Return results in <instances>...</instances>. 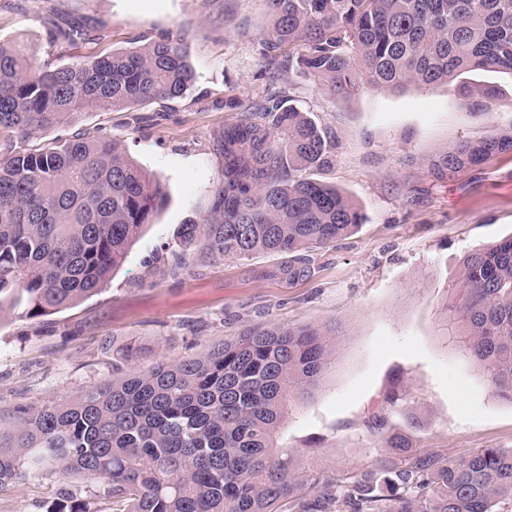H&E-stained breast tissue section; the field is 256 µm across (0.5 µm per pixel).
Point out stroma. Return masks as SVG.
<instances>
[{
	"label": "stroma",
	"mask_w": 512,
	"mask_h": 512,
	"mask_svg": "<svg viewBox=\"0 0 512 512\" xmlns=\"http://www.w3.org/2000/svg\"><path fill=\"white\" fill-rule=\"evenodd\" d=\"M67 22L84 38L53 42ZM269 28L263 0H0V40L26 45L39 62L173 38L196 73L182 98L135 113L92 107L30 140L46 146L77 129L116 139L159 179L166 201L99 294L50 316L0 317V423L110 378L130 344L141 350L133 369L144 371L195 357L249 324L337 319L347 334L335 372L280 431L301 470L364 468L390 435L418 453L512 449V401L492 394L437 328L465 255L512 235V152L454 173L441 165L450 146L512 125V74L471 72L470 85L491 88L487 97L455 82L341 97L296 71L273 87L262 45ZM274 88L334 141L320 179L365 216L357 232L310 252V275L292 283L278 274L287 256L214 257L181 238L182 225L212 206L224 169L218 133ZM97 488L82 477L33 476L0 495V512H46L61 495L80 500Z\"/></svg>",
	"instance_id": "35a3bbf8"
}]
</instances>
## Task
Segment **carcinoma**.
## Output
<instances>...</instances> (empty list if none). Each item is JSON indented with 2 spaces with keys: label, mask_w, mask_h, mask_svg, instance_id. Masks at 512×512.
I'll return each instance as SVG.
<instances>
[{
  "label": "carcinoma",
  "mask_w": 512,
  "mask_h": 512,
  "mask_svg": "<svg viewBox=\"0 0 512 512\" xmlns=\"http://www.w3.org/2000/svg\"><path fill=\"white\" fill-rule=\"evenodd\" d=\"M272 78L297 70L348 94L362 84H448L474 71L512 73V0H265ZM194 72L160 41L38 65L0 41V312L51 315L98 294L161 204L160 183L118 142L85 131L25 143L87 108L134 110L180 98ZM224 174L185 241L220 257L286 254L280 272L364 223L335 186L312 178L334 145L277 92L224 125ZM512 151V128L448 150L450 171ZM442 306L441 335L512 400V236L469 252ZM345 327L253 325L199 356L163 360L74 398L23 409L0 428V494L31 476L102 483L50 512H512V450L460 457L392 452L338 476L301 475L279 433L336 368Z\"/></svg>",
  "instance_id": "cac0c4a2"
}]
</instances>
